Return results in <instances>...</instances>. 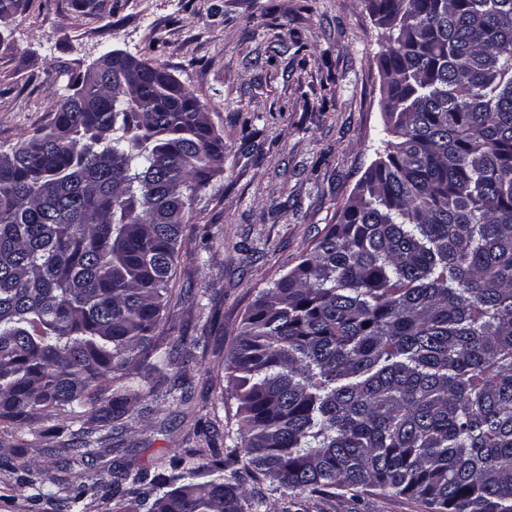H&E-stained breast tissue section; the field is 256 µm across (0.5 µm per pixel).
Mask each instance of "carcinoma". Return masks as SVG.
I'll return each mask as SVG.
<instances>
[{"label":"carcinoma","instance_id":"carcinoma-1","mask_svg":"<svg viewBox=\"0 0 512 512\" xmlns=\"http://www.w3.org/2000/svg\"><path fill=\"white\" fill-rule=\"evenodd\" d=\"M31 0H0V21ZM387 127L340 221L263 290L225 356L238 427L220 452L70 486L141 512H263L265 495L407 496L425 512H512V0H368ZM78 75L51 125L0 152V421L122 417L156 336L187 209L221 172L198 98L139 59ZM27 512L58 500L19 451Z\"/></svg>","mask_w":512,"mask_h":512}]
</instances>
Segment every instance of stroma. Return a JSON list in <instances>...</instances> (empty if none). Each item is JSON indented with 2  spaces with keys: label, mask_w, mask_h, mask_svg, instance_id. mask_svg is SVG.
Listing matches in <instances>:
<instances>
[{
  "label": "stroma",
  "mask_w": 512,
  "mask_h": 512,
  "mask_svg": "<svg viewBox=\"0 0 512 512\" xmlns=\"http://www.w3.org/2000/svg\"><path fill=\"white\" fill-rule=\"evenodd\" d=\"M106 20L70 0H33L0 21V150L48 125L52 104L102 54L121 50L165 68L204 105L224 138V170L185 217L173 297L161 326L187 361L188 399L168 392L180 368L136 391L95 457L68 452L49 421L0 427V458L24 448L57 482H91L151 466L213 434L227 446L237 404L224 359L264 289L335 223L392 135L379 56L387 46L367 0H108ZM266 512H424L405 496L344 491L266 496Z\"/></svg>",
  "instance_id": "stroma-1"
}]
</instances>
